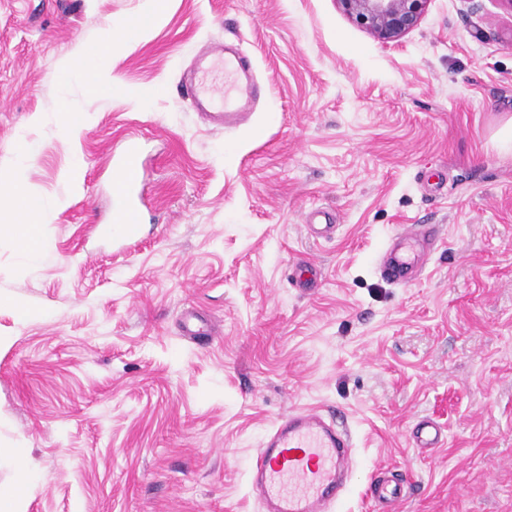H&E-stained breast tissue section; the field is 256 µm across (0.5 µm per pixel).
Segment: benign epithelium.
<instances>
[{"label":"benign epithelium","instance_id":"benign-epithelium-1","mask_svg":"<svg viewBox=\"0 0 512 512\" xmlns=\"http://www.w3.org/2000/svg\"><path fill=\"white\" fill-rule=\"evenodd\" d=\"M348 17L383 43L395 41L419 24L428 0H336Z\"/></svg>","mask_w":512,"mask_h":512}]
</instances>
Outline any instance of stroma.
I'll return each mask as SVG.
<instances>
[{
	"label": "stroma",
	"instance_id": "obj_1",
	"mask_svg": "<svg viewBox=\"0 0 512 512\" xmlns=\"http://www.w3.org/2000/svg\"><path fill=\"white\" fill-rule=\"evenodd\" d=\"M146 0H0V166L62 198L48 257L0 238V486L27 459L24 512H265L249 468L293 410L340 412L348 492L410 477L397 512H512V9L429 0L380 43L336 0H168L91 95L71 64ZM236 44L262 98L216 131L177 85ZM151 92L141 102L139 89ZM88 112L62 132L60 105ZM143 146L139 233L109 227L112 150ZM329 211L331 238L307 229ZM404 224L440 239L407 286L378 264ZM318 268V288L293 282ZM195 309L215 335L183 336ZM442 448L415 447L421 420Z\"/></svg>",
	"mask_w": 512,
	"mask_h": 512
}]
</instances>
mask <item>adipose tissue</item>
<instances>
[{
  "label": "adipose tissue",
  "mask_w": 512,
  "mask_h": 512,
  "mask_svg": "<svg viewBox=\"0 0 512 512\" xmlns=\"http://www.w3.org/2000/svg\"><path fill=\"white\" fill-rule=\"evenodd\" d=\"M165 9L166 0H149L148 9L137 19L112 28L109 34L86 47L78 74L93 93L109 94L118 89L117 79L109 77L107 71L112 52L142 40ZM33 150L32 143L19 140L15 163L0 170V195L8 199L7 205L0 206V234L8 236L23 259L31 263L45 257L41 226L50 208L63 205L62 200H47L25 185L23 174Z\"/></svg>",
  "instance_id": "adipose-tissue-1"
}]
</instances>
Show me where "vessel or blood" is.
I'll list each match as a JSON object with an SVG mask.
<instances>
[{
    "instance_id": "b4317fda",
    "label": "vessel or blood",
    "mask_w": 512,
    "mask_h": 512,
    "mask_svg": "<svg viewBox=\"0 0 512 512\" xmlns=\"http://www.w3.org/2000/svg\"><path fill=\"white\" fill-rule=\"evenodd\" d=\"M219 67L227 77L220 95L202 80L204 74ZM181 90L193 102L201 121L219 131L246 124L260 98L251 60L226 44L209 50L198 75L184 82ZM140 159L136 140L120 147L112 192L119 211L129 215L134 212ZM438 240L436 225L403 227L383 253L382 276L397 285L410 283ZM413 439L419 448H438L445 443L440 427L427 420L417 423ZM351 446L349 432L322 412L299 410L284 415L257 450L251 467L252 486L267 512H328L343 489L339 475L348 466ZM401 493V485L379 476L370 484V495L382 505V512H395Z\"/></svg>"
}]
</instances>
